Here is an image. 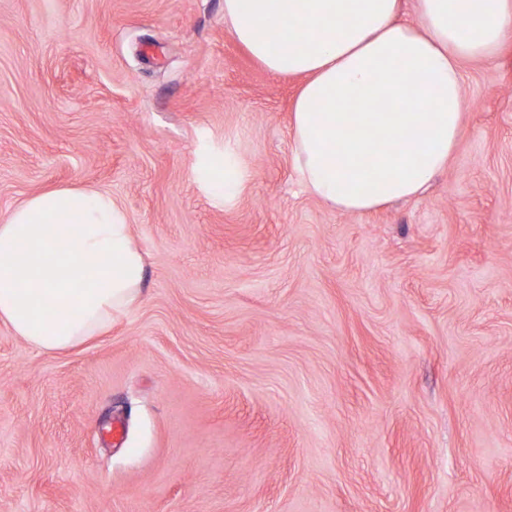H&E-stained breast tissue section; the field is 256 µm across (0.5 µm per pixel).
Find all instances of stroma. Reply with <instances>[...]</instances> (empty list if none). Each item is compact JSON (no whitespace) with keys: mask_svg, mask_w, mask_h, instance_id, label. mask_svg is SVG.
Listing matches in <instances>:
<instances>
[{"mask_svg":"<svg viewBox=\"0 0 512 512\" xmlns=\"http://www.w3.org/2000/svg\"><path fill=\"white\" fill-rule=\"evenodd\" d=\"M463 74L429 191L342 213L224 0H0V221L105 192L146 262L80 347L0 322V512H512V42ZM243 180L244 175L239 171V169L233 170V173L227 176L225 170L224 177V170L221 168H216L213 170L212 177L210 178L213 189L218 193L222 192V194L223 191H225V194L234 192L238 187L241 186Z\"/></svg>","mask_w":512,"mask_h":512,"instance_id":"35a3bbf8","label":"stroma"}]
</instances>
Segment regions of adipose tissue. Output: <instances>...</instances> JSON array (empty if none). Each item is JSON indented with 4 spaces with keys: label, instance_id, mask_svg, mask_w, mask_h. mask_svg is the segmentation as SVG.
I'll return each mask as SVG.
<instances>
[{
    "label": "adipose tissue",
    "instance_id": "adipose-tissue-1",
    "mask_svg": "<svg viewBox=\"0 0 512 512\" xmlns=\"http://www.w3.org/2000/svg\"><path fill=\"white\" fill-rule=\"evenodd\" d=\"M224 0V27L266 70L302 79L294 163L326 205L363 213L420 196L456 149L463 65L512 39V0ZM385 111H376L377 103ZM95 279H84L86 267ZM145 263L126 213L78 187L0 222V321L41 351L78 347L127 316Z\"/></svg>",
    "mask_w": 512,
    "mask_h": 512
}]
</instances>
